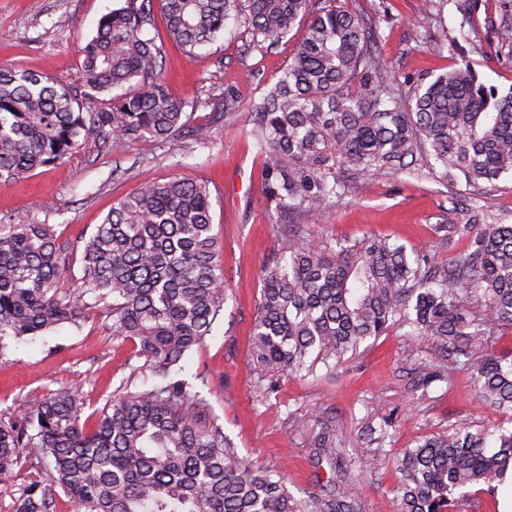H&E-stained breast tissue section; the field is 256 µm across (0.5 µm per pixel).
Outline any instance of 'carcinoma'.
Returning a JSON list of instances; mask_svg holds the SVG:
<instances>
[{"label": "carcinoma", "mask_w": 512, "mask_h": 512, "mask_svg": "<svg viewBox=\"0 0 512 512\" xmlns=\"http://www.w3.org/2000/svg\"><path fill=\"white\" fill-rule=\"evenodd\" d=\"M503 44L512 52V0H502ZM190 56L224 34L233 18L248 35L244 52L265 54L283 39L295 52L251 110L268 208L315 219L349 190L337 169L363 175L427 167L439 182L492 187L512 173V91L484 85L466 61L408 89L384 75L377 39L362 15L335 0H123L101 17L80 48L82 85L0 68V184L60 163L95 135L112 144L172 138L190 122L162 82L157 14ZM109 93L92 112L84 102ZM222 111H240L224 87ZM470 238L446 263L386 238L310 243L291 229L282 262L261 274L250 356L259 381L287 373L331 376L348 354L390 326L429 336L470 373L481 400L512 413V349L480 354L481 340L512 328V224H443ZM80 264L78 287L64 274ZM224 270L209 188L173 177L114 206L92 233L65 239L52 224L0 225V356L94 311L112 335L135 343L140 368L160 382L113 398L84 415L72 388L47 392L0 419V485L25 456L45 476L12 491V512H55L54 488L85 512H365L362 493L339 461L336 421L310 432V461L330 476L319 492L288 491L274 468L239 454L210 405L185 379L187 356L224 314ZM481 308L480 317L470 306ZM418 386L448 374L410 354ZM391 421L366 426L382 448ZM398 512H456L474 483L512 477V417L492 432L459 427L426 436L397 460Z\"/></svg>", "instance_id": "obj_1"}]
</instances>
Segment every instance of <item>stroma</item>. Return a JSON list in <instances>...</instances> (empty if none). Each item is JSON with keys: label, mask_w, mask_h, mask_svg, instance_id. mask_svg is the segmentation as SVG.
I'll return each mask as SVG.
<instances>
[{"label": "stroma", "mask_w": 512, "mask_h": 512, "mask_svg": "<svg viewBox=\"0 0 512 512\" xmlns=\"http://www.w3.org/2000/svg\"><path fill=\"white\" fill-rule=\"evenodd\" d=\"M121 0H0V67L25 69L79 85L77 49L99 18ZM420 0H384L375 17L379 55L395 67L397 79L447 71L466 57L484 84L499 93L512 91V56L502 48L497 23L501 0H470L462 16L458 0H445L444 29L453 45L437 56L429 49L409 51V35L432 26L419 12ZM242 29L227 23L223 38L190 57L164 43V87L183 102L193 124L209 123L205 142L188 132L171 139L146 138L102 148L97 137L81 140L64 162L42 166L19 181L0 185V224L24 217L54 225L69 239L89 236L117 202L140 188L179 177L207 185L212 197L214 230L222 247L224 318L186 361L187 374H202V387L214 415L236 444L240 456L255 465L276 468L294 495L316 488L309 461L310 440L292 420L314 423L335 419L349 441L347 450L362 491L366 512H398L395 489L401 479L397 461L423 436L465 425L494 429L504 414L478 400L467 372L454 371L450 384L428 390L411 387L412 347L437 366L450 365L430 337H411L396 325L370 348L337 368L330 379L278 376L273 393L258 384L250 366L249 331L260 298L263 267L279 259L278 241L288 231L287 217L269 210L262 197V160L256 155L250 109L259 82H275L290 60L294 39L282 40L267 55L242 57ZM223 57L216 71L215 57ZM254 68V81L244 74ZM233 86L241 110L234 121L211 120L204 99H218ZM455 188L427 173L355 178L336 207L315 220H298L301 235L317 243L337 238L384 237L434 255L445 262L468 244L467 237L445 236L442 224H512V174L495 187L472 191L466 205L455 202ZM136 347L113 336L98 315L79 326L66 325L32 341L13 344L0 358V417L18 405L64 386L78 387L87 411L102 409L113 397L149 388V370L132 371ZM392 417L393 437L373 450L354 438L367 413Z\"/></svg>", "instance_id": "35a3bbf8"}]
</instances>
